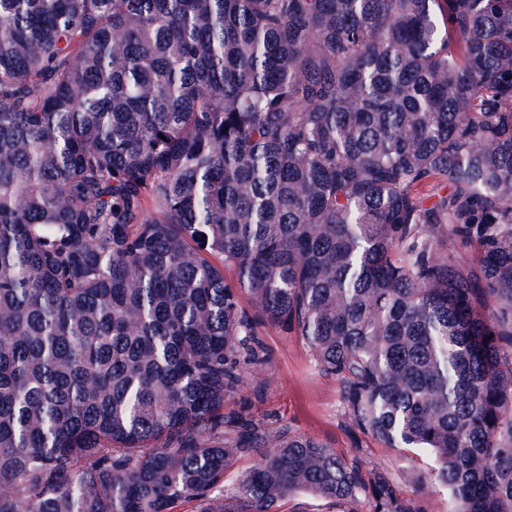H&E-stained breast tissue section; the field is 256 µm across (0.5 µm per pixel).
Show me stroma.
<instances>
[{
    "label": "stroma",
    "instance_id": "1",
    "mask_svg": "<svg viewBox=\"0 0 512 512\" xmlns=\"http://www.w3.org/2000/svg\"><path fill=\"white\" fill-rule=\"evenodd\" d=\"M261 338L270 360L247 377L238 398L227 403V410L247 405L256 419L315 436L344 458L352 456L355 448H362L369 465L383 468L396 478L411 469L431 467L432 460L427 456L385 447L369 435L352 438L350 421L343 415L338 381L315 366L302 341L269 326L262 328ZM262 382L267 388L258 400L253 396V389Z\"/></svg>",
    "mask_w": 512,
    "mask_h": 512
}]
</instances>
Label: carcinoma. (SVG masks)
Wrapping results in <instances>:
<instances>
[{
    "label": "carcinoma",
    "instance_id": "carcinoma-1",
    "mask_svg": "<svg viewBox=\"0 0 512 512\" xmlns=\"http://www.w3.org/2000/svg\"><path fill=\"white\" fill-rule=\"evenodd\" d=\"M263 326L413 493L225 410ZM431 483L512 512V0H0V512ZM358 443L363 448L365 459L370 466L387 470L399 483L406 494H411L412 486L400 481L401 475L410 469L427 470L431 467V458L417 455L409 450L386 448L376 438L359 434Z\"/></svg>",
    "mask_w": 512,
    "mask_h": 512
}]
</instances>
